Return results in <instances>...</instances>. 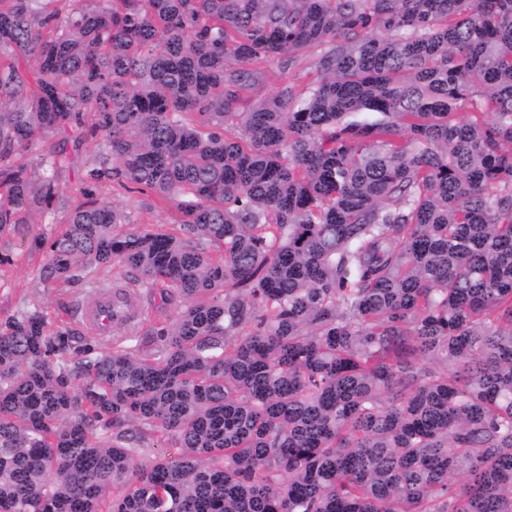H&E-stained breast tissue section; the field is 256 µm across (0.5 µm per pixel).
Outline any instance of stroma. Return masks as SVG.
I'll return each mask as SVG.
<instances>
[{"mask_svg": "<svg viewBox=\"0 0 512 512\" xmlns=\"http://www.w3.org/2000/svg\"><path fill=\"white\" fill-rule=\"evenodd\" d=\"M315 74L312 57H305L293 69L282 70L279 61L266 66L264 80L255 86L242 103L243 109L270 97L288 80L306 84ZM91 168L90 154L83 151L70 155L59 175V186L67 198L66 207L51 212L35 210L31 221L19 231L0 235V317L16 313L20 309H40L51 327H66L77 332L81 341H91L92 331L73 317L79 304H91L94 294L89 285L64 281L46 280L41 275L47 256L39 249L41 238L54 235L66 224L70 209L80 202L79 189ZM99 198L113 204H121L131 214L135 226L154 228L171 223L174 208L159 204L142 205L138 196L119 194L113 183L102 182Z\"/></svg>", "mask_w": 512, "mask_h": 512, "instance_id": "35a3bbf8", "label": "stroma"}]
</instances>
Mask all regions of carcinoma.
Listing matches in <instances>:
<instances>
[{
  "mask_svg": "<svg viewBox=\"0 0 512 512\" xmlns=\"http://www.w3.org/2000/svg\"><path fill=\"white\" fill-rule=\"evenodd\" d=\"M47 134L93 159L45 278L181 305L0 319V512H512V0H0V232ZM315 53L308 54L289 72L288 70L286 72L282 70L278 59L268 63L265 66V79L247 94L246 99L242 102L240 110L245 112L254 104L270 97L279 88V86L283 82L288 81V79H291L299 85L306 84L314 77L315 74V69L313 67V57L315 56ZM98 198L110 205L119 203L128 213H131L133 224H120L118 231L128 230L132 226L156 228L157 225L171 224L175 214V209L170 205L157 204L150 208L140 203L139 196L119 195L110 181H104L99 185ZM137 305L140 313H148L152 319L155 320H169L172 319L179 308V298L175 295L176 299L164 308H158L160 305L159 297L152 294L150 288L137 287Z\"/></svg>",
  "mask_w": 512,
  "mask_h": 512,
  "instance_id": "obj_1",
  "label": "carcinoma"
}]
</instances>
